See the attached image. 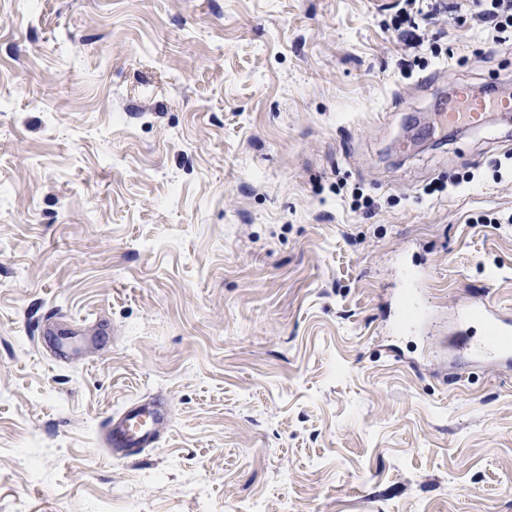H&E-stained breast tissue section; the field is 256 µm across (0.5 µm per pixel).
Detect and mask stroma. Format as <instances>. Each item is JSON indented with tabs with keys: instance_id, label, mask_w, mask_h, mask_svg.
<instances>
[{
	"instance_id": "35a3bbf8",
	"label": "stroma",
	"mask_w": 512,
	"mask_h": 512,
	"mask_svg": "<svg viewBox=\"0 0 512 512\" xmlns=\"http://www.w3.org/2000/svg\"><path fill=\"white\" fill-rule=\"evenodd\" d=\"M396 3L0 0V512H512V366L458 318L512 320V224L474 221L512 213V118L432 126L512 92V41L446 0L412 49ZM51 311L103 321L80 361ZM512 112L510 97H484L471 92L468 85L459 84L455 87L448 109L437 112L440 124L447 128L456 127L462 121L471 128L484 127L486 112ZM470 315L485 320L489 326V332L481 336L479 340H466L462 344L465 353L512 363L511 321L502 319L487 304H482L464 313L462 318L468 321ZM165 420V414L150 402L128 405L105 420L104 444L111 457L128 460L144 448L158 446Z\"/></svg>"
}]
</instances>
